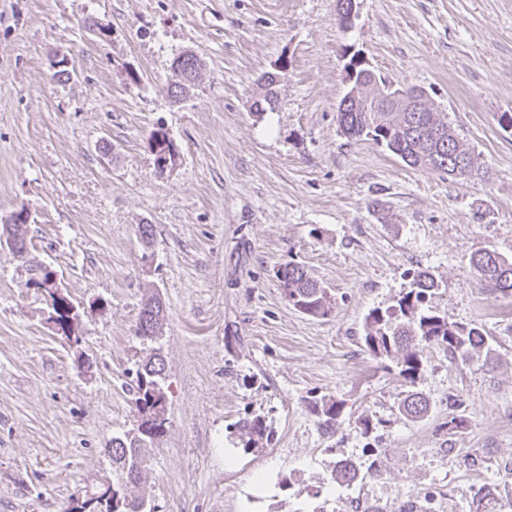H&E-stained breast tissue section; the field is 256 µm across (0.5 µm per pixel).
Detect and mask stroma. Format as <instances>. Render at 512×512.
Instances as JSON below:
<instances>
[{
	"instance_id": "obj_1",
	"label": "stroma",
	"mask_w": 512,
	"mask_h": 512,
	"mask_svg": "<svg viewBox=\"0 0 512 512\" xmlns=\"http://www.w3.org/2000/svg\"><path fill=\"white\" fill-rule=\"evenodd\" d=\"M185 52L201 69L174 99ZM357 52L424 88L485 180L343 136ZM280 66L278 107L253 111L257 79ZM502 112L512 0H360L346 31L336 0H0V225L28 213L29 261L80 313L74 346L29 262L0 247V512H69L115 481L105 448L137 425L131 373L155 347L166 424L140 485L154 512H512V293L469 262L512 257ZM158 130L176 148L163 170ZM291 261L329 288L331 315L288 303L276 272ZM418 270L438 285L429 307L485 328L490 366L432 346L409 383L369 354L365 316ZM153 293L167 309L154 343L135 335ZM410 390L424 418L400 413ZM329 397L344 403L332 433L313 409ZM455 415L465 428L444 430ZM255 417L269 437L250 449L238 423ZM341 459L363 478L331 482Z\"/></svg>"
}]
</instances>
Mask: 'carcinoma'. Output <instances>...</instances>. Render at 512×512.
<instances>
[{
  "mask_svg": "<svg viewBox=\"0 0 512 512\" xmlns=\"http://www.w3.org/2000/svg\"><path fill=\"white\" fill-rule=\"evenodd\" d=\"M200 61L192 53L176 59L179 74H198ZM280 80L269 77L259 86L260 92L252 103L256 112L275 109L278 103L277 86ZM343 135L350 139L371 140L385 147L410 167L444 173L452 178L473 179L480 176L474 155L464 147L447 122L435 112H393L384 105L380 91L372 86L352 112L336 114ZM470 263L477 275L500 292L512 291V258L487 248L472 253ZM288 302L299 312L312 317H325L332 312L333 300L320 283L313 280L305 267L290 261L277 270ZM436 289L434 279L426 272L416 274L412 288L385 308H374L363 324L365 348L376 359L396 363L398 374L411 383L424 372L422 355L426 348L436 346L450 359L467 362L487 346L485 330L480 324L457 325L448 322L426 306V300ZM165 310L162 302L148 297L139 312L135 335L143 340L162 335ZM164 363L154 352L138 364L133 404L139 424L134 432L112 438L107 452L112 458L118 478L112 484V506L99 512H137L146 497L135 488L140 484L146 464L145 448L159 435L165 419L157 418L158 407L166 406V393L161 384ZM428 400L418 392L409 393L401 403L400 412L407 418L423 416ZM318 424L333 431L343 411V402L333 398L315 404ZM250 447H258L266 426L257 417L239 422ZM360 475L355 464L340 463L332 471L333 481L349 485Z\"/></svg>",
  "mask_w": 512,
  "mask_h": 512,
  "instance_id": "carcinoma-1",
  "label": "carcinoma"
}]
</instances>
